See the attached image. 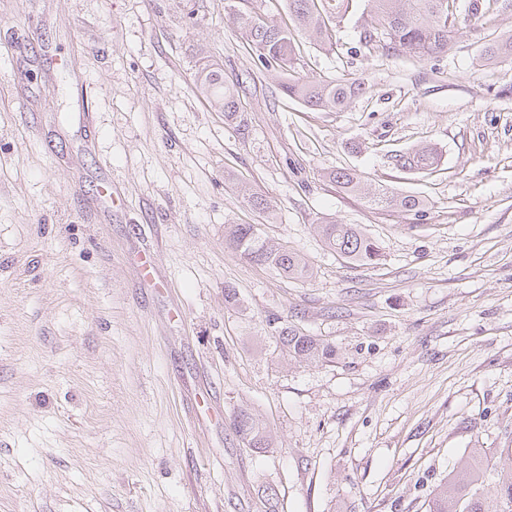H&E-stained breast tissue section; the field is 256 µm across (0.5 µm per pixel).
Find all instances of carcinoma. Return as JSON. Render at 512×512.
Masks as SVG:
<instances>
[{
  "label": "carcinoma",
  "mask_w": 512,
  "mask_h": 512,
  "mask_svg": "<svg viewBox=\"0 0 512 512\" xmlns=\"http://www.w3.org/2000/svg\"><path fill=\"white\" fill-rule=\"evenodd\" d=\"M351 6L352 0H288L298 29L324 44L332 43L331 23L341 22ZM366 7L369 28L364 31L365 45L378 41L387 52L405 51L419 58L448 54L455 33V21L448 15L449 0H366ZM237 23L246 41L279 67L284 76L280 86L287 96L314 110L336 112L363 93L364 84L358 80L322 84L292 75L294 49L288 30L252 17H240ZM504 57L512 58V34L492 40L481 51L486 65ZM196 86L224 111L225 120L238 119L234 90L225 83L218 63L203 61L196 72ZM436 159L431 147L422 146L399 156L398 163L405 170L416 171L435 165ZM328 177L346 194L363 191L362 177L353 170H333ZM367 198L370 204L384 209L416 215L424 212L425 201L415 195L381 189L368 193ZM318 231L325 246L349 262L371 264L380 256L376 241L357 224L327 222L318 225ZM224 245L242 258L271 266L290 278L309 276V266L301 254L264 237L255 224L224 225ZM275 332L282 349L298 363L327 362L335 356L330 344L290 325H278ZM232 426L236 437L248 447L260 453L271 447L269 436L249 409H238ZM501 455L507 464L491 469L484 449H470L468 460L449 471L448 479L432 491L429 512H512V448L501 449Z\"/></svg>",
  "instance_id": "obj_1"
}]
</instances>
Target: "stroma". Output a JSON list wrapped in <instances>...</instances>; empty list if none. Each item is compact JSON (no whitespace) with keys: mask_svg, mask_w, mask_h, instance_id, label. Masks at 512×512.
Listing matches in <instances>:
<instances>
[{"mask_svg":"<svg viewBox=\"0 0 512 512\" xmlns=\"http://www.w3.org/2000/svg\"><path fill=\"white\" fill-rule=\"evenodd\" d=\"M363 10L331 44L295 37L300 75L365 84L314 112L235 23L289 25L287 0H0V512H266V486L278 512H427L470 449L498 463L512 60L479 56L512 32V0H483L424 61L367 49ZM204 57L238 92L234 124L195 88ZM424 145L436 172L398 167ZM334 168L427 207L371 206ZM325 221L360 225L378 261L329 251ZM228 224L260 225L313 276L246 261ZM274 318L335 358L291 360ZM242 407L267 452L233 435ZM328 177L346 194H358L363 191L362 177L353 170H332Z\"/></svg>","mask_w":512,"mask_h":512,"instance_id":"stroma-1","label":"stroma"}]
</instances>
